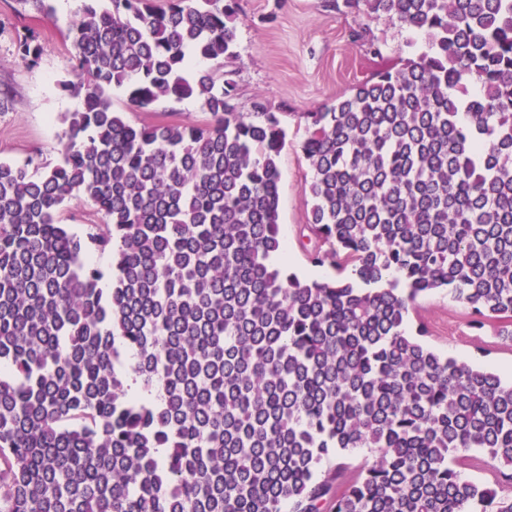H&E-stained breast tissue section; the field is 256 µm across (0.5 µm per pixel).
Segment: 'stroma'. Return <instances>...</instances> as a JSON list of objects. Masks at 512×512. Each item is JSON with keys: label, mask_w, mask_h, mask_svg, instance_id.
<instances>
[{"label": "stroma", "mask_w": 512, "mask_h": 512, "mask_svg": "<svg viewBox=\"0 0 512 512\" xmlns=\"http://www.w3.org/2000/svg\"><path fill=\"white\" fill-rule=\"evenodd\" d=\"M12 3L0 0V90L14 102L12 109L0 114V160L21 163L36 155L53 162L59 157L63 129L59 117L81 105L80 98L58 86L72 66L64 35L76 7L53 0V19L36 21L15 13ZM234 25L240 111H250L254 100H264L288 128V145L280 158L281 236L288 247L289 270L304 277L311 267L297 236L311 210L303 190L311 172L301 151L303 113L349 94L384 63L425 51L427 42L422 34L385 17L338 7L333 0H237ZM30 26L39 31L42 43L33 67L21 63L14 48L17 32ZM366 28L379 39L381 57L368 54L364 41L357 39V32ZM112 100L115 109L138 126L161 121L200 124L209 118L194 98L165 99L140 110L129 103L125 91L116 89ZM418 314L429 327L428 342L435 350L492 367L512 379V342L474 328L470 309L451 293L439 290L420 299Z\"/></svg>", "instance_id": "1"}]
</instances>
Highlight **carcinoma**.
<instances>
[{
  "instance_id": "cac0c4a2",
  "label": "carcinoma",
  "mask_w": 512,
  "mask_h": 512,
  "mask_svg": "<svg viewBox=\"0 0 512 512\" xmlns=\"http://www.w3.org/2000/svg\"><path fill=\"white\" fill-rule=\"evenodd\" d=\"M344 4L428 51L303 113L301 246L334 274L302 280L272 261L287 129L224 70L235 0H79L60 157L0 161V512H512L463 476L512 481V381L409 325L447 289L512 340V0ZM115 88L210 118L133 125ZM91 208L86 203L72 199L68 201L63 210L64 223L70 224L72 231H80L81 224H90L92 216H90Z\"/></svg>"
}]
</instances>
